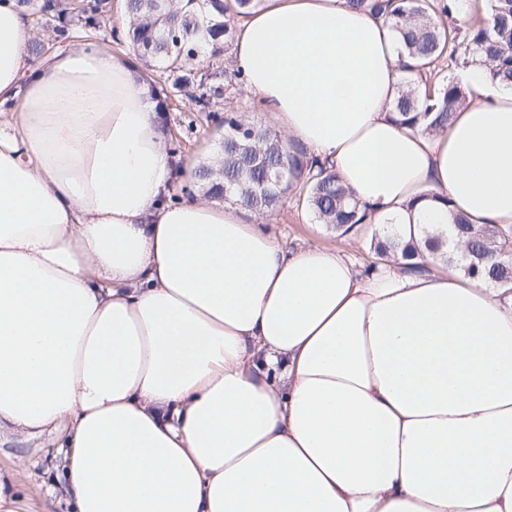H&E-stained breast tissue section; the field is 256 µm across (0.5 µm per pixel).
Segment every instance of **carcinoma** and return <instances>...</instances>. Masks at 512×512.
<instances>
[{"label": "carcinoma", "mask_w": 512, "mask_h": 512, "mask_svg": "<svg viewBox=\"0 0 512 512\" xmlns=\"http://www.w3.org/2000/svg\"><path fill=\"white\" fill-rule=\"evenodd\" d=\"M374 19L389 21L402 35L401 69L405 81L391 104L400 126L443 131L467 99L454 77L429 83L428 76L443 62L463 67L484 56L490 60L493 82L512 87V0H487L483 12L465 13L464 0H346ZM24 10H35L52 21L49 41L87 40L102 31L109 0H83L73 7L67 0H18ZM260 0H125L123 32L111 31L118 44L132 49L169 91L191 102L196 112H211L224 98L218 71L203 79L189 69L187 59L201 52L217 56L229 49L236 34L235 20L256 8ZM194 184L210 199H224L258 214L275 209L292 188L306 190L315 217L344 233L364 223L367 209L340 183L331 167L297 149H289L269 130L234 113L224 116V146L218 164H202ZM461 238L468 265L448 242ZM379 261L401 256L408 269L420 270L427 258L446 264L461 263L471 279L493 288L512 290V230L495 224L475 226L466 216L452 215L448 234L404 240L399 226L390 225L370 242Z\"/></svg>", "instance_id": "1"}]
</instances>
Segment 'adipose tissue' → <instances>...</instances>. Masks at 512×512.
Returning a JSON list of instances; mask_svg holds the SVG:
<instances>
[{
    "instance_id": "1",
    "label": "adipose tissue",
    "mask_w": 512,
    "mask_h": 512,
    "mask_svg": "<svg viewBox=\"0 0 512 512\" xmlns=\"http://www.w3.org/2000/svg\"><path fill=\"white\" fill-rule=\"evenodd\" d=\"M236 28L247 91L370 223L512 225V88L488 63L429 134L388 112L391 24L265 0ZM35 38L0 0V435L54 434L72 512H512V292L365 274L241 206L173 200L132 61L36 58Z\"/></svg>"
}]
</instances>
